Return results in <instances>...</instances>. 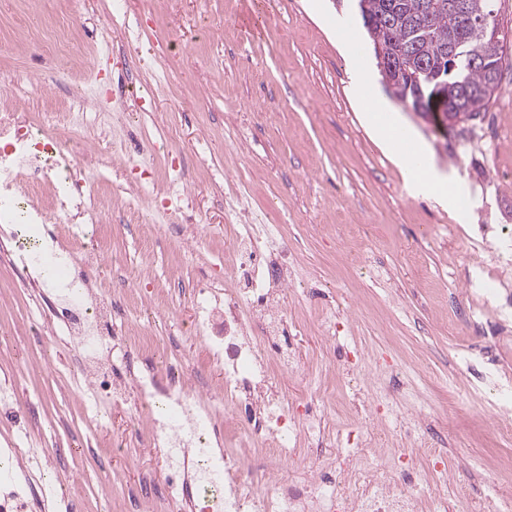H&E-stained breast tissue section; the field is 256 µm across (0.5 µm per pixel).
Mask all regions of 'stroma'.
<instances>
[{
    "mask_svg": "<svg viewBox=\"0 0 512 512\" xmlns=\"http://www.w3.org/2000/svg\"><path fill=\"white\" fill-rule=\"evenodd\" d=\"M260 20L251 37L246 19ZM17 37L50 26L68 28L64 49L41 43L38 54L0 52V90L29 91L28 76L46 71L62 94L73 73L125 78L133 96L115 113L102 154L120 156L128 136L163 143L155 190H163L171 161L187 186L185 211L213 243L201 256L185 253L180 227H161L150 202L140 223L112 210L110 250L121 269L96 277L98 288L124 295L144 268L154 272L153 301L132 309L129 324L159 342L158 368L196 359L200 341L187 329L196 314L192 289L203 275L223 279L227 177L253 187L260 207L283 226L296 257L288 290L293 347L304 362L284 382L289 399L322 398L329 408L326 444L300 439L284 474L300 482L310 458L330 460V443L363 424L356 396L392 404L404 419L423 412L446 467L480 497L488 484L512 496V440L490 433L488 390L465 389L472 348L494 350V368L512 374V330L488 336L463 317L512 321V291L483 304L468 288L512 274V67L504 90L479 119L438 137L390 94L373 73L374 94L398 113L430 161L463 190L465 219L431 196L413 195L403 176L360 120L351 94L352 70L337 25L356 34L362 61L374 65L362 21L333 0H0V30ZM40 292L30 274L0 266V375L13 377L19 398L32 404L27 429L50 453L48 481L78 492V512H126L141 486L159 477L163 461L132 427L127 405L108 404L103 425L86 427L82 408L60 372L70 346L55 339L51 319L35 321ZM341 313L343 331L327 338L326 310ZM371 355L350 377L336 371L332 347Z\"/></svg>",
    "mask_w": 512,
    "mask_h": 512,
    "instance_id": "stroma-1",
    "label": "stroma"
}]
</instances>
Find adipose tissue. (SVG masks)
Returning a JSON list of instances; mask_svg holds the SVG:
<instances>
[{"instance_id":"adipose-tissue-1","label":"adipose tissue","mask_w":512,"mask_h":512,"mask_svg":"<svg viewBox=\"0 0 512 512\" xmlns=\"http://www.w3.org/2000/svg\"><path fill=\"white\" fill-rule=\"evenodd\" d=\"M355 95L375 136L406 170L408 189L416 194H428L442 200L449 210H460V186L448 174L432 167L424 150L419 149L414 155H407L402 138L404 127L391 115L387 106L370 93L367 72H358Z\"/></svg>"}]
</instances>
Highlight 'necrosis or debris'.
I'll return each instance as SVG.
<instances>
[{
  "instance_id": "necrosis-or-debris-1",
  "label": "necrosis or debris",
  "mask_w": 512,
  "mask_h": 512,
  "mask_svg": "<svg viewBox=\"0 0 512 512\" xmlns=\"http://www.w3.org/2000/svg\"><path fill=\"white\" fill-rule=\"evenodd\" d=\"M111 90L99 78L83 82L80 93L52 95L41 111L0 105V224H66L68 240L42 235L34 245L0 249V264L13 269L56 265L48 280L56 291L51 306L60 336L75 347L66 375L85 383L82 401L88 427L100 425L99 406L132 397L136 424L150 445L164 449L168 469L162 481L142 487L139 503L161 502L165 512H448L450 502L470 512H512V500L488 486L471 500L467 488L449 483L444 449L393 411L383 421L336 438V462L316 467L307 483L288 484L280 466L292 456L298 435L320 439L324 414L314 402H288L277 381L301 371L290 347L285 286L294 257L282 246V228L249 217L224 227L223 283L198 284L192 333L205 347V363L224 370V383L200 382L196 364H180L161 379L154 369L137 373L131 386L108 385L100 362L124 350L139 358L156 350L142 329H118L108 316V294L83 278L81 267L109 258L107 226L112 218V185L88 177V169L109 165L93 147L97 131L110 126ZM435 466L421 480L415 449ZM266 461L267 481L254 487L245 461L254 450ZM48 454L42 443L19 429L0 465L18 467L19 478L0 483V512H36L54 497L43 475Z\"/></svg>"
}]
</instances>
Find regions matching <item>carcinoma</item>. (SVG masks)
<instances>
[{
  "label": "carcinoma",
  "instance_id": "cac0c4a2",
  "mask_svg": "<svg viewBox=\"0 0 512 512\" xmlns=\"http://www.w3.org/2000/svg\"><path fill=\"white\" fill-rule=\"evenodd\" d=\"M366 12L374 19L366 34L373 48L381 49L386 57L400 56L395 64L382 70L383 78L393 96L413 104L415 80H422L424 92L433 91L437 84L425 83L426 75L434 74L440 60L448 53L450 43L465 39L472 53L484 61V66H462L457 74L447 78L442 90L452 105L462 97L467 119L473 120L487 111L498 94L485 95L477 89L491 79L501 81L505 52V35L497 39L484 37L467 25L457 10L456 0H362Z\"/></svg>",
  "mask_w": 512,
  "mask_h": 512
}]
</instances>
